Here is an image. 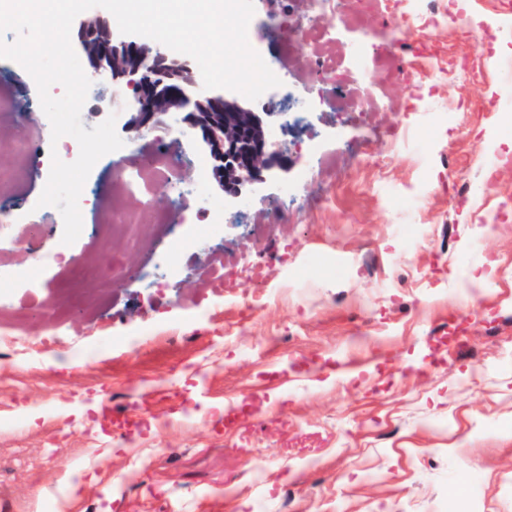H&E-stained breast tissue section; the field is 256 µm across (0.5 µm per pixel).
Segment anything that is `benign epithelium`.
Listing matches in <instances>:
<instances>
[{
	"label": "benign epithelium",
	"mask_w": 512,
	"mask_h": 512,
	"mask_svg": "<svg viewBox=\"0 0 512 512\" xmlns=\"http://www.w3.org/2000/svg\"><path fill=\"white\" fill-rule=\"evenodd\" d=\"M76 47L88 62L86 75L126 90L130 131L139 135L183 114L185 128L200 138L224 196L238 202L254 185L283 170L280 149L270 139L276 107L255 112L220 89L206 90L187 62L146 44L121 40L98 17L79 22Z\"/></svg>",
	"instance_id": "benign-epithelium-1"
}]
</instances>
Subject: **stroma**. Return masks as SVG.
Masks as SVG:
<instances>
[{"label": "stroma", "mask_w": 512, "mask_h": 512, "mask_svg": "<svg viewBox=\"0 0 512 512\" xmlns=\"http://www.w3.org/2000/svg\"><path fill=\"white\" fill-rule=\"evenodd\" d=\"M435 2L456 7L336 0L344 26L316 23L338 52L324 63L308 44L285 56L255 40L291 88L319 63L345 93L362 69L384 105L308 113L319 165L303 174L283 136L280 179L243 203L198 181V148H185L180 115L165 117L195 209H224L223 223L187 224L152 197L186 241L175 274L169 238L138 249L98 233L116 155L88 176L83 230L60 264L9 252L0 310L22 315L24 348L0 349V512H512V84L470 78L487 57L512 61V0H465L473 44L436 24ZM395 12L415 21L396 46ZM415 66L434 71L419 88ZM17 91L33 102L26 120L44 124L32 77L0 59V95ZM111 112L126 149L147 148L113 87L92 83L84 127ZM31 165L13 205L41 193L46 137ZM80 263L101 283L64 316ZM458 323L466 336L448 342ZM115 408L137 429L102 431Z\"/></svg>", "instance_id": "obj_1"}]
</instances>
